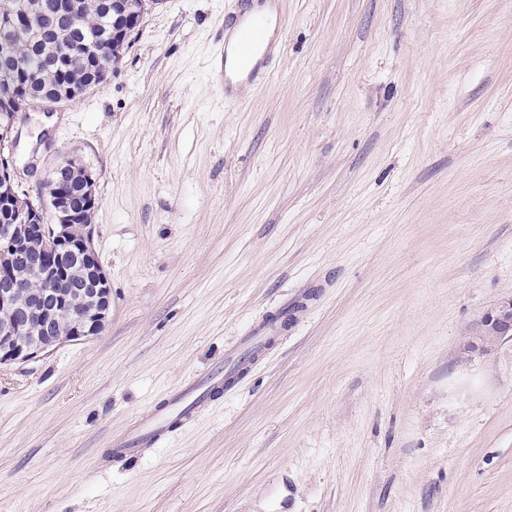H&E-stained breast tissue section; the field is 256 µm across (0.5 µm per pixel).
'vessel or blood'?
<instances>
[{
  "instance_id": "vessel-or-blood-1",
  "label": "vessel or blood",
  "mask_w": 512,
  "mask_h": 512,
  "mask_svg": "<svg viewBox=\"0 0 512 512\" xmlns=\"http://www.w3.org/2000/svg\"><path fill=\"white\" fill-rule=\"evenodd\" d=\"M259 4V10L240 12L224 32L225 91H234L240 83H253L262 78L266 63L283 47L282 40L270 35L268 11L273 8L275 0H259ZM271 341V336L262 333L244 337L215 369L172 390L163 403L145 411L136 421L114 433L109 441L113 459L136 457L141 448L164 441L173 424L193 418L198 403L204 397L219 395L231 375L245 369L253 353L267 347Z\"/></svg>"
}]
</instances>
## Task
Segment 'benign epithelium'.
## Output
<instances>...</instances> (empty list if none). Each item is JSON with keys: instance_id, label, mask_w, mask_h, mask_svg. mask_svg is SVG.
<instances>
[{"instance_id": "1", "label": "benign epithelium", "mask_w": 512, "mask_h": 512, "mask_svg": "<svg viewBox=\"0 0 512 512\" xmlns=\"http://www.w3.org/2000/svg\"><path fill=\"white\" fill-rule=\"evenodd\" d=\"M118 0L105 3L106 13L128 35L140 24L136 12L117 13ZM99 86L93 77L67 90L46 89L32 95L5 81L0 109L9 113L0 124V201H15L23 190L4 146L10 143L15 115L40 108L53 112L68 103L66 94L82 96ZM80 167L65 159L51 166L44 184L47 202L17 210V224L0 233V365L27 361L66 342L97 336L112 315V289L91 237L96 208L95 179L88 171L72 192L64 175ZM485 339H512V297L484 320Z\"/></svg>"}]
</instances>
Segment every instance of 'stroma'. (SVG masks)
<instances>
[{
	"instance_id": "stroma-1",
	"label": "stroma",
	"mask_w": 512,
	"mask_h": 512,
	"mask_svg": "<svg viewBox=\"0 0 512 512\" xmlns=\"http://www.w3.org/2000/svg\"><path fill=\"white\" fill-rule=\"evenodd\" d=\"M156 0L107 82L20 113L32 200L94 175V338L0 365V512H512V0ZM280 338L141 456L108 441L240 337ZM260 7L253 12L241 11L224 30V89L232 92L240 83H254L263 76L266 63L283 48V38L270 35V16L277 0H257ZM485 336L482 339H512V297L503 300L494 312L487 315L483 322Z\"/></svg>"
}]
</instances>
